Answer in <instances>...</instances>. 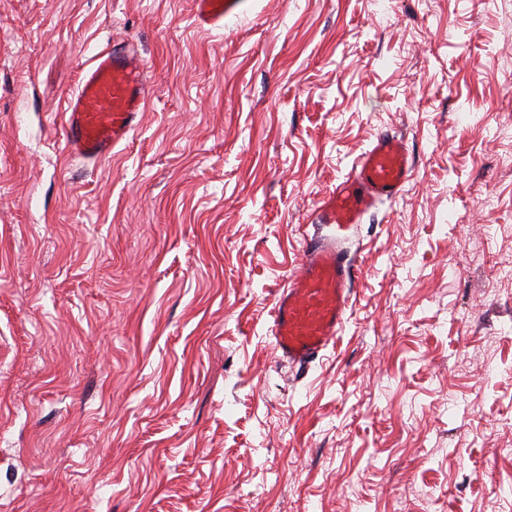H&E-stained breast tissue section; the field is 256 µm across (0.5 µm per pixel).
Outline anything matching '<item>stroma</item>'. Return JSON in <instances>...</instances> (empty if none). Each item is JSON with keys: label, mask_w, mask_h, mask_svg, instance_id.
I'll return each mask as SVG.
<instances>
[{"label": "stroma", "mask_w": 512, "mask_h": 512, "mask_svg": "<svg viewBox=\"0 0 512 512\" xmlns=\"http://www.w3.org/2000/svg\"><path fill=\"white\" fill-rule=\"evenodd\" d=\"M122 41L142 122L70 158ZM389 130L416 175L296 373L275 294ZM509 252L512 0H0V512H512ZM195 17L201 28H223L224 18L238 14L243 0H195ZM147 97V68L134 45L97 53L63 113L68 155L96 163L110 158L138 126Z\"/></svg>", "instance_id": "obj_1"}]
</instances>
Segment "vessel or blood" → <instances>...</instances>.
Returning <instances> with one entry per match:
<instances>
[{
	"label": "vessel or blood",
	"mask_w": 512,
	"mask_h": 512,
	"mask_svg": "<svg viewBox=\"0 0 512 512\" xmlns=\"http://www.w3.org/2000/svg\"><path fill=\"white\" fill-rule=\"evenodd\" d=\"M243 0H195L200 27L220 28ZM148 97L147 68L134 45L108 47L82 69L63 114L67 153L110 158L138 126ZM416 167L404 136L384 132L317 208L318 223L347 230L377 204L397 198ZM354 263L336 237H309L298 268L274 299L271 334L280 358L307 369L340 334L350 305Z\"/></svg>",
	"instance_id": "vessel-or-blood-1"
}]
</instances>
